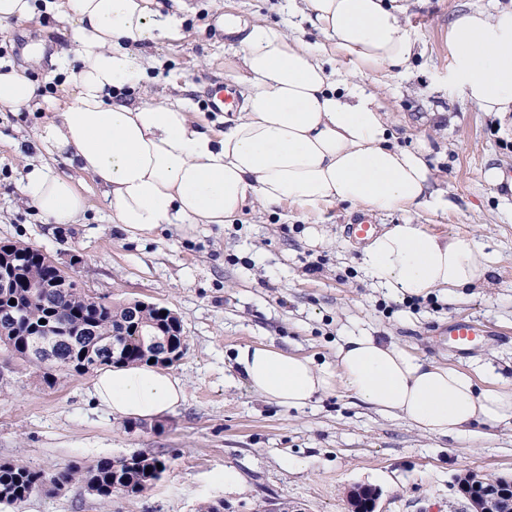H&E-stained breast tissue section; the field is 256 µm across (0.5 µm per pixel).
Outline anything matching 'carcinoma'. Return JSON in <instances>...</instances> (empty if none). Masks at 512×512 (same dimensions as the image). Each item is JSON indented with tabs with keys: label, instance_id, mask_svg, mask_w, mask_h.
<instances>
[{
	"label": "carcinoma",
	"instance_id": "cac0c4a2",
	"mask_svg": "<svg viewBox=\"0 0 512 512\" xmlns=\"http://www.w3.org/2000/svg\"><path fill=\"white\" fill-rule=\"evenodd\" d=\"M0 249L26 263V280L37 283L55 275L53 267L38 260L41 252L20 242H5ZM15 303H10V300ZM0 309H15L20 313L17 322L7 327L6 335L0 334V346L12 356L31 361L29 355L30 335L48 337L77 324L92 320L98 330L96 336H70L60 348V361L43 368L42 379L51 386L57 382V373L82 375L104 365L136 364L152 359L150 352L142 349L138 327H149L167 316L163 308L147 306L140 301L114 304H98L78 284L70 292L54 300H46L35 289L21 285L7 293H0ZM45 323H40V320ZM110 340L121 356L112 359L95 352L96 341ZM166 469L164 460L142 454L120 460L100 459L95 464L83 467L70 464L58 477L50 480L45 474L28 464L15 461L0 462V504L16 505L25 501L52 481L54 483L80 480L87 490L95 495L105 507L112 504V495L122 493L140 495L145 492Z\"/></svg>",
	"mask_w": 512,
	"mask_h": 512
}]
</instances>
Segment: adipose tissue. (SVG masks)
Segmentation results:
<instances>
[{"instance_id":"obj_1","label":"adipose tissue","mask_w":512,"mask_h":512,"mask_svg":"<svg viewBox=\"0 0 512 512\" xmlns=\"http://www.w3.org/2000/svg\"><path fill=\"white\" fill-rule=\"evenodd\" d=\"M187 8V0H44V11L71 27L74 93L38 130L24 164L21 194L42 215L70 224L87 208L79 186L49 162L52 154L93 178L130 240L166 225L188 235L200 224H230L253 202L302 213L340 204L380 214L447 211L428 143L396 145L391 114L363 84L367 72L406 68L418 46L403 0H288L289 16L322 35L314 44L278 23L247 24L234 74L241 102L220 129L195 121L178 100H116L150 66L145 43L177 36ZM448 54L464 99L507 118L512 4L455 13ZM35 99L22 70L0 71V107ZM495 261L476 239L433 234L413 220L373 236L361 253L374 284L412 297L461 295ZM236 362L255 394L286 408L340 387L427 435L464 438L512 422V381L490 369L434 365L364 332L344 336L323 365L265 343L239 348ZM185 390L154 363L102 367L92 385L96 403L113 416L143 420L176 410Z\"/></svg>"}]
</instances>
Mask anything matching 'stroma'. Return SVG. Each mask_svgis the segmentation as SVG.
<instances>
[{"mask_svg":"<svg viewBox=\"0 0 512 512\" xmlns=\"http://www.w3.org/2000/svg\"><path fill=\"white\" fill-rule=\"evenodd\" d=\"M419 37L409 66L366 78L397 121L400 144L426 140L431 165L453 203L422 218L426 231L489 244L496 262L462 298L435 292L410 305L374 287L360 266L361 246L338 206L302 216L287 206L247 205L233 224H201L184 237L164 228L129 241L114 228L97 186L64 157L55 167L74 179L89 201L73 224H55L21 196L23 159L54 105L72 92L64 70L31 63L68 51L70 27L37 10L33 19L0 24V65L26 67L36 81L35 108H0V241L23 242L56 258L78 256L76 278L111 301L139 299L170 308L186 348L171 370L186 383L175 411L143 421L117 419L90 397L92 374L44 385L40 370L0 354V461L20 460L54 476L67 465L102 458L157 455L166 470L146 492L112 498V512H197L223 500L224 512H264L273 500L294 512H348L350 490L378 491L377 512H465L459 475H512V428L454 440L428 436L409 421L383 416L343 389L296 410L267 403L248 389L235 357L240 347L266 343L332 361L341 336L365 331L392 340L426 361L465 370L490 364L512 377V132L467 102L449 77L448 23L456 11L493 9L496 0H411ZM177 37L147 47L158 60L144 83L157 102L182 99L198 120L220 124L206 108V90L232 79L237 36L220 30L218 15L240 22L288 20L287 0H190ZM499 166L506 183L481 177ZM322 229L310 243L309 228ZM317 271H310V264ZM485 322L490 336L466 354L448 344L449 320ZM239 481L224 482L225 468ZM80 483L32 494L0 512H100Z\"/></svg>","mask_w":512,"mask_h":512,"instance_id":"35a3bbf8","label":"stroma"}]
</instances>
